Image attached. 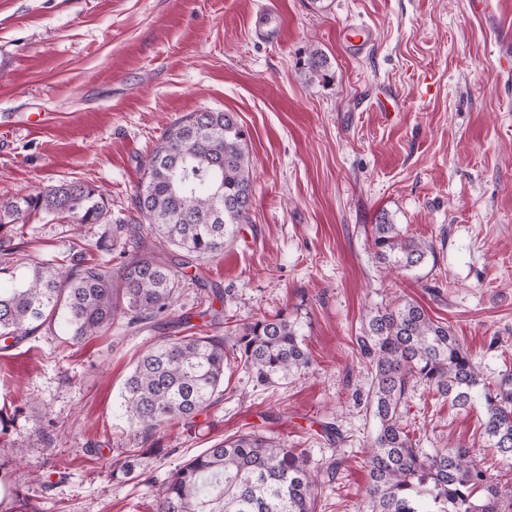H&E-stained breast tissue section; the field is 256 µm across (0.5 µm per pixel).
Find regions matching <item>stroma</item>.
Returning a JSON list of instances; mask_svg holds the SVG:
<instances>
[{
	"instance_id": "35a3bbf8",
	"label": "stroma",
	"mask_w": 512,
	"mask_h": 512,
	"mask_svg": "<svg viewBox=\"0 0 512 512\" xmlns=\"http://www.w3.org/2000/svg\"><path fill=\"white\" fill-rule=\"evenodd\" d=\"M361 38L359 54L349 44ZM495 43L471 0H0V198L81 181L130 214L164 130L206 110L248 129L252 182L247 222L180 276L168 325L120 323L76 344L48 329L0 339V512L19 495L38 512H156L179 466L249 430L315 468L340 455L317 512H359L376 423L359 403L370 379L355 338L370 311L415 301L486 381L512 366V58ZM313 49L329 68L311 81ZM383 213L437 242L436 261L378 264L370 230ZM111 234L39 213L11 244L30 263L88 259ZM210 287L224 294L223 330L288 314L311 364L271 387L227 368L223 395L193 423L139 434L121 412L124 380L141 352L184 335L179 316L205 310ZM403 420L417 447L460 440L493 462L479 412L425 386ZM130 451L131 475L115 474Z\"/></svg>"
}]
</instances>
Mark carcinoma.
I'll use <instances>...</instances> for the list:
<instances>
[{
    "label": "carcinoma",
    "instance_id": "carcinoma-1",
    "mask_svg": "<svg viewBox=\"0 0 512 512\" xmlns=\"http://www.w3.org/2000/svg\"><path fill=\"white\" fill-rule=\"evenodd\" d=\"M309 79L326 76L328 58L309 51ZM252 199L249 136L231 112H190L173 122L145 160L134 195L137 216L112 215L105 194L89 183L48 185L0 199V336L54 329L76 343L101 335L118 318L130 327L168 316L179 270L216 257L247 221ZM78 224H113L135 245L119 267L112 260L15 266L16 226L33 213ZM182 252L168 258L147 236ZM375 259L408 269L435 256L431 240L404 234L387 214L372 225ZM191 334L148 348L125 380L121 407L149 436L189 422L213 403L234 362L260 386L286 384L310 364L295 322L262 317L224 335L191 323ZM359 363L370 371L366 409L377 421L363 463L369 482L362 512H512L504 474L482 465L462 443L426 452L415 447L403 408L417 384L461 410L482 408V437L512 461V371L485 382L451 327L416 302L398 300L372 312L355 337ZM341 462L319 471L301 452L257 431L224 438L188 460L156 490V512H316L325 480Z\"/></svg>",
    "mask_w": 512,
    "mask_h": 512
}]
</instances>
